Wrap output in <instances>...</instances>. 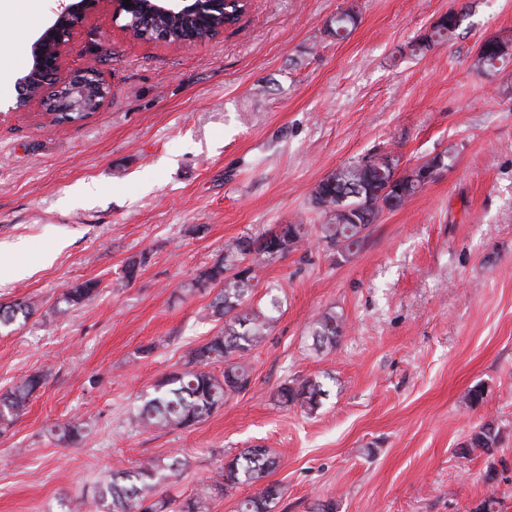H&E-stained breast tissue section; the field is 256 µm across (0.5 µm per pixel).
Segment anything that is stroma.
Listing matches in <instances>:
<instances>
[{
    "label": "stroma",
    "mask_w": 512,
    "mask_h": 512,
    "mask_svg": "<svg viewBox=\"0 0 512 512\" xmlns=\"http://www.w3.org/2000/svg\"><path fill=\"white\" fill-rule=\"evenodd\" d=\"M462 0H251L241 21L190 48L130 36L111 10L75 28L62 76L96 70L109 94L78 122L17 105L31 40L61 0H0L28 18L30 41L0 32V302L39 310L0 334V394L50 367L25 416L0 429V512H63L92 498L113 464L178 452L189 461L160 494L212 497L232 512L242 486L215 493L224 462L266 447L283 496L275 512H512V62L475 69L481 43L512 39V0H470L458 35L423 56L398 47ZM354 9L345 39L325 26ZM445 169L383 212L349 259L316 237L267 265L254 287L281 299L279 318L250 358L251 385L188 429L146 432L139 398L183 369L220 328L205 319L214 289L185 286L227 240L282 224H321L315 185L367 153L400 171L440 151ZM133 280L116 287L130 261ZM86 280L100 292L59 311ZM336 309L335 348L309 336ZM318 379V411L277 403L289 379ZM484 400L465 406L473 386ZM80 417V444L55 424ZM496 421L502 442L466 449Z\"/></svg>",
    "instance_id": "35a3bbf8"
}]
</instances>
